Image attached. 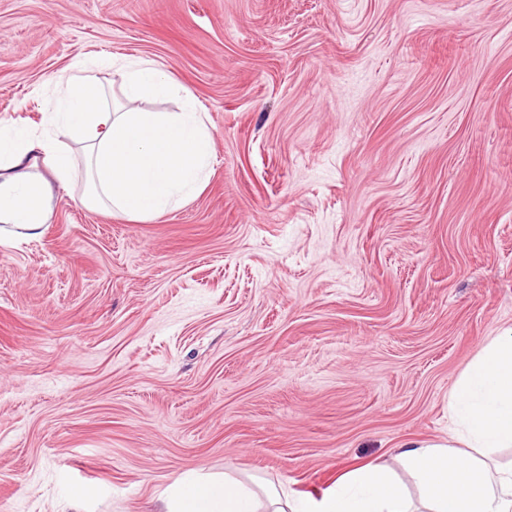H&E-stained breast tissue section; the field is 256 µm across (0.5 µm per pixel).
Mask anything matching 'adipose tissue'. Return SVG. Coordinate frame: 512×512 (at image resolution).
Returning <instances> with one entry per match:
<instances>
[{"label":"adipose tissue","mask_w":512,"mask_h":512,"mask_svg":"<svg viewBox=\"0 0 512 512\" xmlns=\"http://www.w3.org/2000/svg\"><path fill=\"white\" fill-rule=\"evenodd\" d=\"M126 100L171 97L180 112L115 107L93 68L78 62L45 120L28 137L0 121V223L20 238L49 219L54 187L84 172L82 206L133 222L184 204L206 182L212 134L190 92L147 59L105 58ZM458 437L473 448L512 447V333L490 337L448 397ZM400 456L419 481L413 503L392 471L361 467L318 498L290 499L285 487L225 477L181 481L170 512H512V467L412 442Z\"/></svg>","instance_id":"1"}]
</instances>
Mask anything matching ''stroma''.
<instances>
[{
    "mask_svg": "<svg viewBox=\"0 0 512 512\" xmlns=\"http://www.w3.org/2000/svg\"><path fill=\"white\" fill-rule=\"evenodd\" d=\"M99 56L188 89L210 177L0 233V512H165L190 470L413 493L398 448L465 454L449 393L512 331V0H0V119L40 135Z\"/></svg>",
    "mask_w": 512,
    "mask_h": 512,
    "instance_id": "obj_1",
    "label": "stroma"
}]
</instances>
